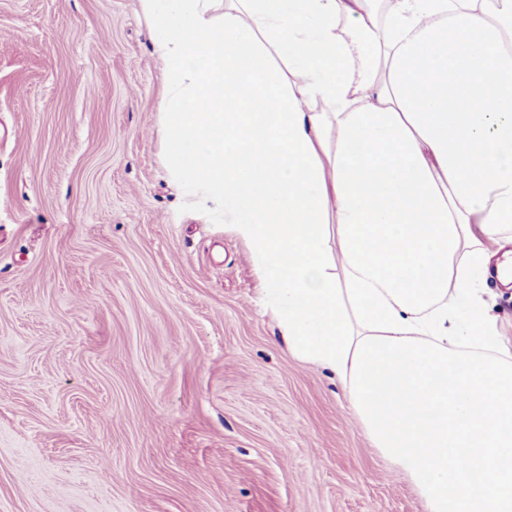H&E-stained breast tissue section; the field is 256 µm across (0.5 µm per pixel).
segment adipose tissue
I'll list each match as a JSON object with an SVG mask.
<instances>
[{"label":"adipose tissue","instance_id":"obj_1","mask_svg":"<svg viewBox=\"0 0 512 512\" xmlns=\"http://www.w3.org/2000/svg\"><path fill=\"white\" fill-rule=\"evenodd\" d=\"M165 165L427 512H512V0H141ZM478 288L488 303V314L495 320L499 336L511 347L512 284L503 287L496 279L482 278Z\"/></svg>","mask_w":512,"mask_h":512}]
</instances>
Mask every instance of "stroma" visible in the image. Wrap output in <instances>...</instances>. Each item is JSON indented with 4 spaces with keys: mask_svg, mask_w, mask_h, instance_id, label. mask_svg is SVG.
I'll return each mask as SVG.
<instances>
[{
    "mask_svg": "<svg viewBox=\"0 0 512 512\" xmlns=\"http://www.w3.org/2000/svg\"><path fill=\"white\" fill-rule=\"evenodd\" d=\"M163 93L140 0H0V512H426L168 178Z\"/></svg>",
    "mask_w": 512,
    "mask_h": 512,
    "instance_id": "stroma-1",
    "label": "stroma"
}]
</instances>
